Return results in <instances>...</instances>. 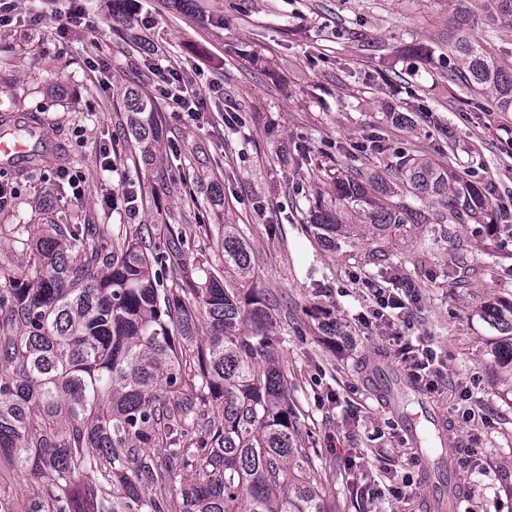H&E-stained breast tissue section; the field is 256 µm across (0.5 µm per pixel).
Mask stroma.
<instances>
[{
  "label": "stroma",
  "mask_w": 512,
  "mask_h": 512,
  "mask_svg": "<svg viewBox=\"0 0 512 512\" xmlns=\"http://www.w3.org/2000/svg\"><path fill=\"white\" fill-rule=\"evenodd\" d=\"M12 28L0 30V108L40 113L59 130L67 169L86 177L77 197L48 170L28 178L0 168L16 196L5 215L27 224L104 226L113 243L141 234L162 245L168 229L189 257L213 263L216 225L236 224L250 246L256 286L280 301L274 332L287 371L288 397L334 512H431L425 466L462 492L467 512H512V376L494 355L504 339L481 317L489 300L512 299V229L499 227L487 248L474 225L453 227L477 263L464 286L447 272L452 242L436 248L433 279L412 290L405 335L437 354L433 387L394 403L366 364L381 360L391 380L406 376L380 328L361 326L369 303L368 240L348 252L323 250L304 226L318 178L345 164L382 170L394 149L451 151L453 167L488 185L493 205L512 216V114L488 111L483 98L448 78V20L463 0H139L128 22L107 0H82V16L58 34L66 0H15ZM471 33L512 66V30L471 16ZM153 50L145 54L137 38ZM180 67L201 101L187 115L164 107L166 132L153 169L123 140L122 92L136 70ZM392 112L413 113L394 128ZM384 131L390 151L361 149ZM224 185V209L205 210L203 189ZM138 197L136 212L121 205ZM346 322L351 337L323 344L314 309ZM426 404L443 424L447 449L410 447L403 411Z\"/></svg>",
  "instance_id": "obj_1"
}]
</instances>
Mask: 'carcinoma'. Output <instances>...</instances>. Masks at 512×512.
<instances>
[{"mask_svg": "<svg viewBox=\"0 0 512 512\" xmlns=\"http://www.w3.org/2000/svg\"><path fill=\"white\" fill-rule=\"evenodd\" d=\"M480 8L512 22V0ZM470 16L450 20L451 80L512 112V67L471 37ZM123 98L122 128L149 165L162 112L140 81ZM49 137L56 151H34L21 171L63 159ZM204 198L223 208L224 186L210 183ZM505 219L445 156L412 149L381 172H336L307 223L329 251L371 239L364 262L384 277L419 229L437 224L447 236V224H480L492 236ZM103 234L96 224L0 223V238L28 254L22 273L0 265V465L29 475L23 493L0 485V512H332L288 404L274 303L256 288L236 225L218 228L222 269L186 262L172 230L155 250L141 237L114 250ZM482 314L512 337V300ZM315 320L330 345L350 335L333 315Z\"/></svg>", "mask_w": 512, "mask_h": 512, "instance_id": "obj_1", "label": "carcinoma"}]
</instances>
